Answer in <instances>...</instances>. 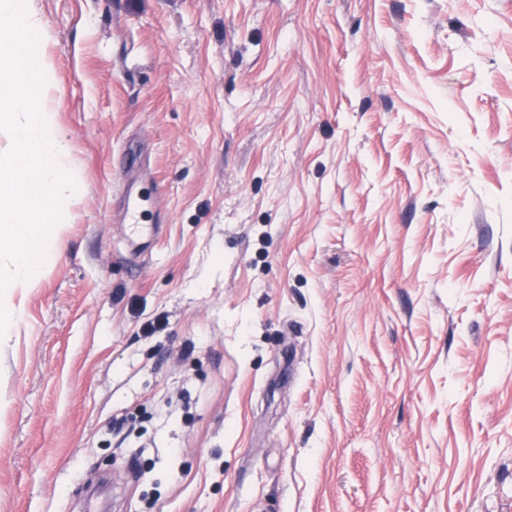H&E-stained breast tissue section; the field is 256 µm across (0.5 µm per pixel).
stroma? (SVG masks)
Instances as JSON below:
<instances>
[{
  "instance_id": "obj_1",
  "label": "stroma",
  "mask_w": 512,
  "mask_h": 512,
  "mask_svg": "<svg viewBox=\"0 0 512 512\" xmlns=\"http://www.w3.org/2000/svg\"><path fill=\"white\" fill-rule=\"evenodd\" d=\"M31 7L76 188L0 512H512V0Z\"/></svg>"
}]
</instances>
